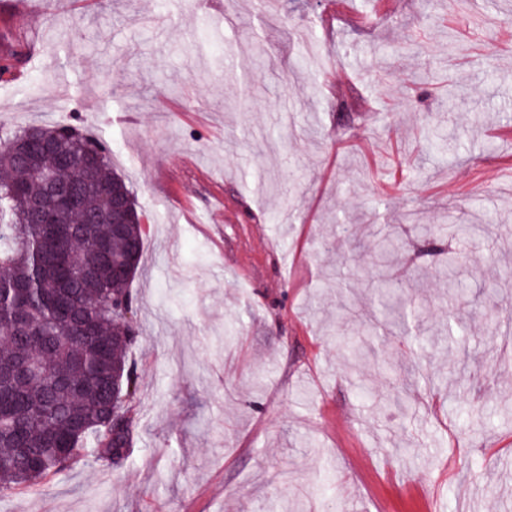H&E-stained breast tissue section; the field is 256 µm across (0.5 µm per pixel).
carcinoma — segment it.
<instances>
[{
	"mask_svg": "<svg viewBox=\"0 0 512 512\" xmlns=\"http://www.w3.org/2000/svg\"><path fill=\"white\" fill-rule=\"evenodd\" d=\"M31 128L0 134V494L33 486L85 456L121 463L133 442L128 407L138 392L130 351L138 333L129 289L143 254L140 223L112 232V197L128 200L126 182L111 170L104 143L80 129H42L54 150L30 162L15 146ZM93 167L80 163L88 148ZM75 164L63 168L60 158ZM45 172L77 186L81 205L62 223H39L28 200L46 192ZM375 261L396 251L395 240L374 232ZM374 315L367 329L404 325L413 308L390 279L370 288ZM466 324L448 316L432 347L454 351Z\"/></svg>",
	"mask_w": 512,
	"mask_h": 512,
	"instance_id": "cac0c4a2",
	"label": "carcinoma"
}]
</instances>
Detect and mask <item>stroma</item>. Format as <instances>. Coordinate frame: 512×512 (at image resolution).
<instances>
[{
    "label": "stroma",
    "mask_w": 512,
    "mask_h": 512,
    "mask_svg": "<svg viewBox=\"0 0 512 512\" xmlns=\"http://www.w3.org/2000/svg\"><path fill=\"white\" fill-rule=\"evenodd\" d=\"M0 130L70 123L143 215L140 381L120 465L81 459L0 512H512V0H0ZM421 250L408 222L476 221ZM348 225L345 233L337 225ZM400 248L375 264V226ZM368 317L385 275L427 306L350 364L327 283ZM464 349L422 358L447 310ZM409 393L407 404L397 397Z\"/></svg>",
    "instance_id": "35a3bbf8"
}]
</instances>
